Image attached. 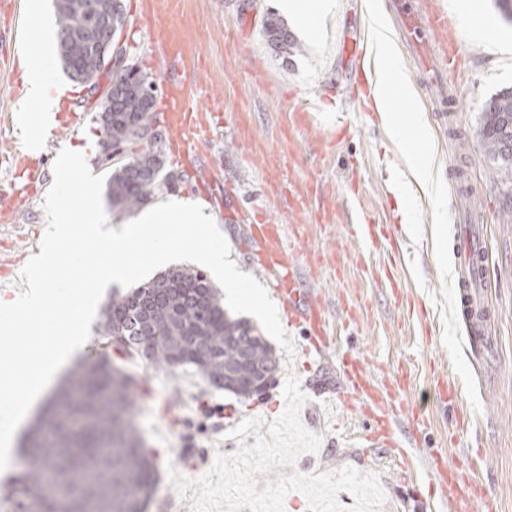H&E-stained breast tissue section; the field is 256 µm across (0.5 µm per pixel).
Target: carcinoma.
Segmentation results:
<instances>
[{
	"instance_id": "obj_1",
	"label": "carcinoma",
	"mask_w": 512,
	"mask_h": 512,
	"mask_svg": "<svg viewBox=\"0 0 512 512\" xmlns=\"http://www.w3.org/2000/svg\"><path fill=\"white\" fill-rule=\"evenodd\" d=\"M56 10L58 31L70 37L59 50L72 80L98 86L99 53L90 44L94 16L88 0H67ZM112 13V29L124 23L121 4L96 0ZM267 41L279 53L297 46L288 28L270 14L263 21ZM120 91L112 113V156L118 165L107 183L112 208L132 212L145 205L160 185H170L172 172L151 149L146 133L128 117L143 109L154 82L133 65L112 74ZM480 136L500 182L512 188V91L491 98L483 113ZM104 353L78 363L67 383L50 401L27 453L31 464L0 488V512H79L95 503L105 512H144L155 484L156 462L134 421L141 387L122 361L134 358L155 371L190 367L206 381L224 379V390L244 398L255 396L252 378L276 373L280 360L260 330L231 315L200 270H169L124 294L112 296L100 323ZM128 343L112 348V336ZM84 420L80 428L73 421Z\"/></svg>"
}]
</instances>
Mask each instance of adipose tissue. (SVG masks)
<instances>
[{
  "instance_id": "obj_1",
  "label": "adipose tissue",
  "mask_w": 512,
  "mask_h": 512,
  "mask_svg": "<svg viewBox=\"0 0 512 512\" xmlns=\"http://www.w3.org/2000/svg\"><path fill=\"white\" fill-rule=\"evenodd\" d=\"M371 24L373 30L376 66L379 76L371 89V95L379 112L389 113L392 106L409 110L413 107V97L408 90V83L401 71V65L394 50L391 31L385 15L380 11H372ZM29 96L44 112L57 111L63 88L53 86L42 57L31 60L27 72ZM391 136L400 147H407L412 141H420L421 147L410 156V164L419 188L425 189L436 198L438 208H445L446 200L433 174L431 152L426 147L427 139L424 128L420 124L409 126L398 122L391 123Z\"/></svg>"
}]
</instances>
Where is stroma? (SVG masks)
<instances>
[{
	"label": "stroma",
	"instance_id": "stroma-1",
	"mask_svg": "<svg viewBox=\"0 0 512 512\" xmlns=\"http://www.w3.org/2000/svg\"><path fill=\"white\" fill-rule=\"evenodd\" d=\"M142 2L121 0L125 21L115 38L123 43L128 63L153 80L160 99L166 69L154 56ZM438 3L461 21L447 32L462 46L456 106L442 114L432 111L429 101L439 87L423 84L411 50L396 47L448 198L447 221L440 224L433 200L420 197L410 235L389 184L390 172L405 169L406 159L390 140L382 114L362 110L375 77L371 58L352 65L340 52L344 34L369 36V0H336L325 26L309 36L296 34L299 49L286 58L269 48L262 31L278 0H181L192 20L185 29L191 102L212 128L195 154L204 159L212 180L197 182L192 161L167 147L165 167L183 179L155 190L153 199L203 207L240 270L268 288L273 279L260 269L239 213L247 210L263 221L299 228L297 274L321 302L331 341L321 353L282 361L273 386L259 400L216 388L190 369L169 374L137 366L144 388L136 421L157 460V485L145 512H192V495L176 490L169 468L197 478L217 454L253 445L254 435L241 441L232 438V430L249 417H278L291 374L308 397L301 420L321 435V447L301 456L295 467L258 475V482L295 470L319 474L349 466L377 474L386 494L382 512H451L430 477L427 457L438 455L453 465L477 454L495 512H512V191L496 177L480 140L487 102L512 89V54L492 53L472 34L478 18L486 16L499 35L512 40V23L493 0ZM42 50L55 82L69 89L72 110L84 117L73 134H43L47 165L67 148L81 152L93 174H111L103 163L102 100L64 73L52 0H0V203L12 210L8 220H0V261L8 262L15 277L30 247L41 243L48 222L40 188L21 190L13 177L14 153L26 151L31 135L40 132L22 62ZM367 218L389 226L393 244L376 248L347 235L346 225ZM468 231L485 247L474 291L491 312L490 346L481 355L471 349L453 296L457 244ZM349 307L356 308L357 321L348 326L344 311ZM348 354L360 356L375 378L404 382L406 411L426 422L414 437L406 420H399L404 452L368 442L372 421L360 404L324 415V399L346 391L343 358ZM449 383L461 392L454 408L443 398Z\"/></svg>",
	"mask_w": 512,
	"mask_h": 512
}]
</instances>
